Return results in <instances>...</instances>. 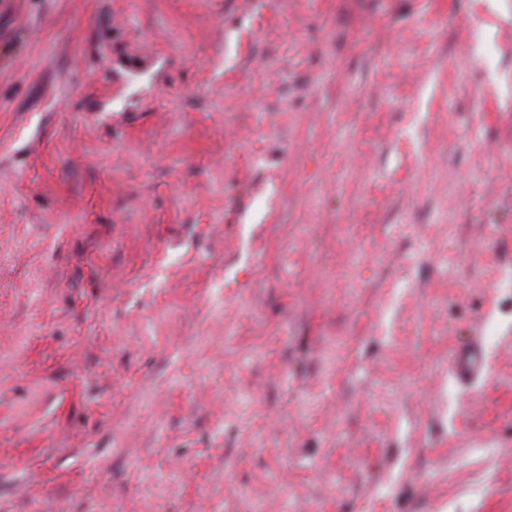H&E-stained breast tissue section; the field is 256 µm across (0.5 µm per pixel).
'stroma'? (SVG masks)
I'll return each mask as SVG.
<instances>
[{
  "mask_svg": "<svg viewBox=\"0 0 512 512\" xmlns=\"http://www.w3.org/2000/svg\"><path fill=\"white\" fill-rule=\"evenodd\" d=\"M0 512H512V0H0ZM453 374L467 380L481 373L484 369L482 355L477 345H470L456 350L450 361Z\"/></svg>",
  "mask_w": 512,
  "mask_h": 512,
  "instance_id": "obj_1",
  "label": "stroma"
}]
</instances>
